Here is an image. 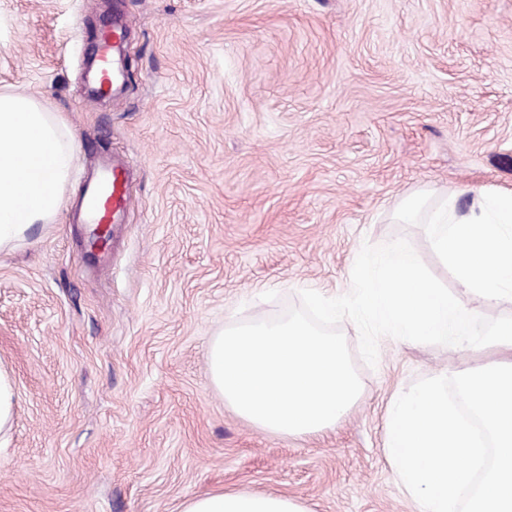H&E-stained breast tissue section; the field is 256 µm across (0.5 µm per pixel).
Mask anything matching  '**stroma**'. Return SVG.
<instances>
[{
  "label": "stroma",
  "mask_w": 512,
  "mask_h": 512,
  "mask_svg": "<svg viewBox=\"0 0 512 512\" xmlns=\"http://www.w3.org/2000/svg\"><path fill=\"white\" fill-rule=\"evenodd\" d=\"M129 70L86 89L89 26ZM0 90L61 113L77 159L51 224L0 253V512H181L232 490L308 512H414L384 452L391 398L474 366L466 346L382 337L359 402L301 438L258 430L212 387L208 347L304 289H351L364 244L403 238L452 273L398 207L512 194V0H0ZM132 205L88 256L74 222L99 156ZM15 403L14 382L10 374L0 368V433L9 428Z\"/></svg>",
  "instance_id": "obj_1"
}]
</instances>
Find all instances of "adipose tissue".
I'll use <instances>...</instances> for the list:
<instances>
[{"mask_svg": "<svg viewBox=\"0 0 512 512\" xmlns=\"http://www.w3.org/2000/svg\"><path fill=\"white\" fill-rule=\"evenodd\" d=\"M76 161L66 123L34 98L0 92V252L52 223ZM181 512H308L297 499L226 491L187 500Z\"/></svg>", "mask_w": 512, "mask_h": 512, "instance_id": "ef3b65f1", "label": "adipose tissue"}]
</instances>
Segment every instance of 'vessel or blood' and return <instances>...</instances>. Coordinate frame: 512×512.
<instances>
[{"instance_id":"b4317fda","label":"vessel or blood","mask_w":512,"mask_h":512,"mask_svg":"<svg viewBox=\"0 0 512 512\" xmlns=\"http://www.w3.org/2000/svg\"><path fill=\"white\" fill-rule=\"evenodd\" d=\"M121 49V39L117 36L103 37L98 54L100 68L91 74V86L100 94L110 93L119 75L111 70L112 55ZM84 221L88 224H117L129 210L131 197L126 190V175L121 165L112 163L102 167L99 176L89 184Z\"/></svg>"}]
</instances>
